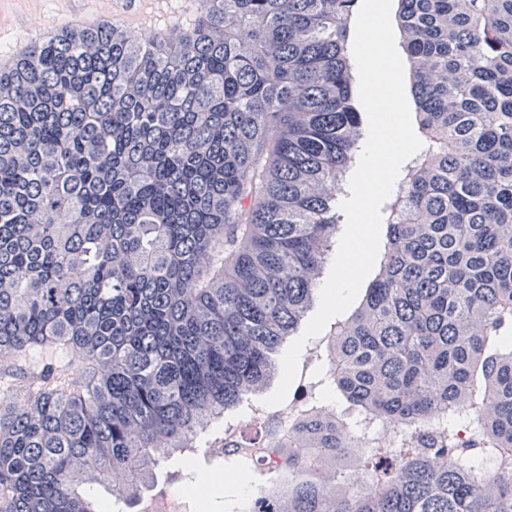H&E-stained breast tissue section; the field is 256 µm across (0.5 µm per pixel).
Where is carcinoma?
<instances>
[{
  "label": "carcinoma",
  "instance_id": "carcinoma-1",
  "mask_svg": "<svg viewBox=\"0 0 512 512\" xmlns=\"http://www.w3.org/2000/svg\"><path fill=\"white\" fill-rule=\"evenodd\" d=\"M356 0H202L184 28L116 21L0 73V512L129 506L162 463L281 375L341 227L363 136ZM424 150L384 207L333 393L267 443L240 512H512V0H398ZM454 411L477 414L468 443ZM424 428L422 453L358 418Z\"/></svg>",
  "mask_w": 512,
  "mask_h": 512
}]
</instances>
